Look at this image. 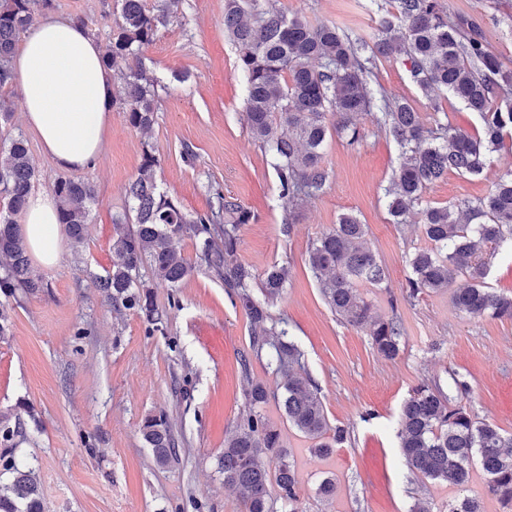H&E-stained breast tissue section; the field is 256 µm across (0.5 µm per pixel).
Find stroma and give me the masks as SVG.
Wrapping results in <instances>:
<instances>
[{"mask_svg": "<svg viewBox=\"0 0 512 512\" xmlns=\"http://www.w3.org/2000/svg\"><path fill=\"white\" fill-rule=\"evenodd\" d=\"M452 13L476 22L489 48L512 69V0H439ZM287 16L346 24L366 37L393 0H274ZM52 15L80 22L100 47H107L115 0H53ZM141 57L158 79L154 123L131 128L113 106L105 144L96 161L62 171L41 148L24 120L16 85L0 88L12 112L0 124V145L23 137L35 168L32 189L50 192L55 179L91 182L97 198L83 243L60 238L56 265L33 264L43 283L37 294L4 298L11 316L0 337V411L30 406L16 456L35 472L46 512H241L242 496L226 489L218 462L224 439L251 412L250 383L275 397L263 406L281 434L300 480L299 512H410L416 499L432 512H448L461 492L479 498L483 512H507L487 494L481 470L467 489L422 481L399 450L400 413L422 381L448 386L467 381L465 401L478 421L512 434V319L472 318L456 310L445 291L409 295L408 257L427 241L417 220L393 223L385 190L402 161V149L359 116L365 132L352 150L329 138L324 163L330 171L319 196L287 212L274 170L245 121V79L237 52L224 33V0H180ZM377 80L392 95L407 98L424 125L447 113L453 126L480 128L477 113L440 90L423 91L398 61L382 62ZM159 159L158 183L187 212L206 210L213 190L235 197L259 216L239 231L240 260L264 270L287 266L288 282L270 306L273 324L286 328L317 385L330 425L349 429L351 440L330 454L315 453L280 409L284 380L270 365L269 350L254 352L251 324L238 299L206 266L198 241L185 238L182 254L194 271L179 288L158 282L150 268L157 305L166 311L164 332H150L134 310L115 313L96 287L112 266L113 220L128 207L125 187L139 167L144 146ZM195 157L184 160L183 146ZM512 167V149L493 153L482 175L455 172L432 186L434 205L461 204L485 196L498 171ZM367 226L366 243L387 270L382 288L362 295L381 317L403 324L400 352L380 355L366 330L340 320L326 305L307 263V251L332 230L342 214ZM166 416L178 457L156 465L140 428L146 418ZM333 479L336 491L322 498L318 487Z\"/></svg>", "mask_w": 512, "mask_h": 512, "instance_id": "1", "label": "stroma"}]
</instances>
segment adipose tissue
Listing matches in <instances>:
<instances>
[{"label": "adipose tissue", "instance_id": "ef3b65f1", "mask_svg": "<svg viewBox=\"0 0 512 512\" xmlns=\"http://www.w3.org/2000/svg\"><path fill=\"white\" fill-rule=\"evenodd\" d=\"M24 95L25 120L63 169L81 168L102 149L111 120L112 77L98 45L76 21L47 18L25 31L13 62ZM24 239L42 266L59 258L58 201L30 194Z\"/></svg>", "mask_w": 512, "mask_h": 512}]
</instances>
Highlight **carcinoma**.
Listing matches in <instances>:
<instances>
[{"label": "carcinoma", "instance_id": "1", "mask_svg": "<svg viewBox=\"0 0 512 512\" xmlns=\"http://www.w3.org/2000/svg\"><path fill=\"white\" fill-rule=\"evenodd\" d=\"M119 15L102 56L104 66L125 68L119 105L127 123L146 131L154 122L158 81L142 64L140 52L151 44L179 6V0H117ZM52 0H0V87L12 80V60L20 34L36 10ZM224 32L237 50V67L245 77L246 121L275 171L279 196L293 208L322 192L329 178L323 148L330 130L357 148L365 135L356 124L362 113L393 136L402 148L403 163L386 189L388 212L396 224L418 216L430 247L409 259L410 294L452 289V301L471 316L512 318V295L485 287L490 260L512 227V170L497 177L488 195L463 205H423L427 189L448 174L479 176L490 165L505 136L512 135V70L504 67L476 29L449 16L438 0H395V11L382 15L370 39L352 38L338 22L313 24L303 16L281 14L270 0H224ZM381 59L402 60L410 77L423 90H445L482 121V134L472 137L449 123L425 126L404 97L374 92L370 78ZM335 123L328 126L327 116ZM155 151L145 146L135 178L126 195L129 212L114 219L112 267L96 281L112 310H137L148 329L164 332L165 313L150 287L140 279L142 266L172 288L192 272L176 241L194 238L202 243L207 267L224 277V288L239 299L256 327L253 346L275 351L276 370L285 378L281 405L288 421L316 441L320 454L343 444L347 430L333 427L324 413L317 388L307 375L295 371L301 353L283 341L287 331H269L268 306L277 300L288 280V268L272 264L263 272L238 260L241 226L258 220L237 199L216 192L208 210L190 214L173 197L159 191ZM35 170L26 141L13 139L0 150V293L35 295L42 282L31 274L26 243L15 216L22 213L31 192ZM52 192L59 202L58 220L80 244L90 224L94 186L83 180L57 178ZM367 226L352 214L339 217L336 227L322 234L307 252V264L319 280L328 306L354 327L370 326L372 345L386 358L399 353L401 322L377 320L360 288L378 287L385 267L362 246ZM463 275L467 284L455 288ZM258 285L260 302L250 288ZM455 394L423 381L415 386L401 411L400 448L410 470L421 476L464 487L473 463L486 478L487 492L512 506V434L496 425L478 422L462 404L468 384L453 378ZM260 383L247 391L256 408L268 400ZM21 414H0V512H45L34 471L23 470L15 458V436ZM14 424H9L10 419ZM141 433L155 462L166 466L177 456L174 436L164 415L148 417ZM266 456L274 470L261 463ZM224 485L245 492L242 512H276L271 485L279 499L298 501L296 466L282 448L278 432L258 411L237 425L224 440L220 461ZM448 512H482L475 497L465 496Z\"/></svg>", "mask_w": 512, "mask_h": 512}]
</instances>
